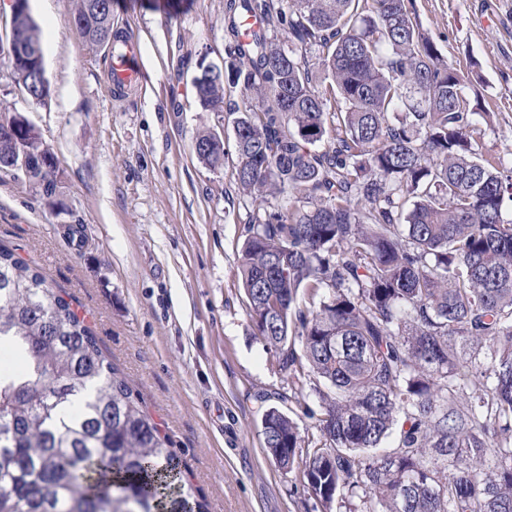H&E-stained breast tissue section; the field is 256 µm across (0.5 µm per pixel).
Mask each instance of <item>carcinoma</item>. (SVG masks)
I'll list each match as a JSON object with an SVG mask.
<instances>
[{
	"label": "carcinoma",
	"mask_w": 512,
	"mask_h": 512,
	"mask_svg": "<svg viewBox=\"0 0 512 512\" xmlns=\"http://www.w3.org/2000/svg\"><path fill=\"white\" fill-rule=\"evenodd\" d=\"M101 3L73 18L112 48ZM244 16L262 22L249 42ZM225 30L228 81L251 100L239 189L303 198L249 221L238 265L256 334L320 402L305 437L266 410V456L300 470L323 512H512V166L476 149L490 113L457 107L465 75L408 0H228ZM9 31L41 42L29 15ZM34 72L12 66L25 92ZM193 87L222 108L224 82ZM193 144L224 166L212 130ZM2 347L24 368L0 370V512H205L72 302L0 245Z\"/></svg>",
	"instance_id": "cac0c4a2"
}]
</instances>
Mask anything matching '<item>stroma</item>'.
Instances as JSON below:
<instances>
[{
	"mask_svg": "<svg viewBox=\"0 0 512 512\" xmlns=\"http://www.w3.org/2000/svg\"><path fill=\"white\" fill-rule=\"evenodd\" d=\"M117 27L140 38L143 86L113 93L110 53L71 22L77 0H29L50 96L27 99L0 53V113H20L57 156L46 197L0 176V243L66 293L150 420L166 435L209 512H319L298 473L266 457L262 417L289 411L288 374L256 336L236 275L258 207L238 189L233 109L203 111L191 79L199 57L225 58L227 0H112ZM420 32L468 77L491 114L478 141L512 158V0H411ZM224 131V165L192 150L197 131ZM84 228L82 247L70 241Z\"/></svg>",
	"mask_w": 512,
	"mask_h": 512,
	"instance_id": "stroma-1",
	"label": "stroma"
}]
</instances>
